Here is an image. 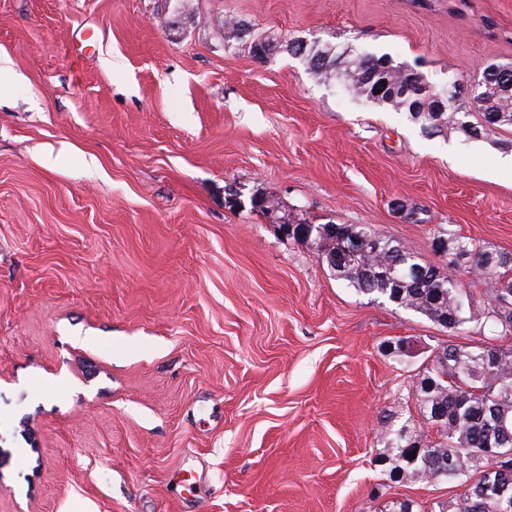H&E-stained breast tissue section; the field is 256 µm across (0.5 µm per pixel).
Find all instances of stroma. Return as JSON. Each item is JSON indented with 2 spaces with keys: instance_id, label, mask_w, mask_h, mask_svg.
<instances>
[{
  "instance_id": "stroma-1",
  "label": "stroma",
  "mask_w": 512,
  "mask_h": 512,
  "mask_svg": "<svg viewBox=\"0 0 512 512\" xmlns=\"http://www.w3.org/2000/svg\"><path fill=\"white\" fill-rule=\"evenodd\" d=\"M261 34L444 92L512 63V0H0V512H457L454 484L390 480L381 422L423 429L409 389L487 335L493 281L461 273L454 333L275 225L366 224L439 266L440 230L512 253V127L430 132L257 60Z\"/></svg>"
}]
</instances>
